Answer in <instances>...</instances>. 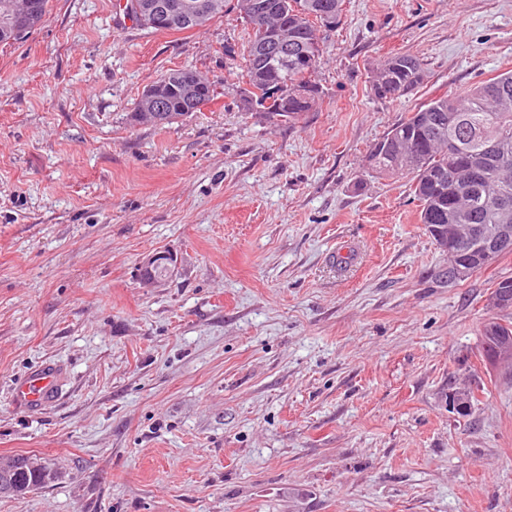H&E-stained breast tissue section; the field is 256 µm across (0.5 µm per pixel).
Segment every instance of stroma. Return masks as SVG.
<instances>
[{
  "mask_svg": "<svg viewBox=\"0 0 512 512\" xmlns=\"http://www.w3.org/2000/svg\"><path fill=\"white\" fill-rule=\"evenodd\" d=\"M116 0H50L0 46V457L49 486L0 512H512V371L479 354L512 254L468 280L369 146L422 103L512 71V0H344L300 122L240 108L237 13L154 32ZM412 54L423 84L376 98ZM192 66L212 103L129 121ZM178 259L143 287L142 257ZM61 366L57 403L16 381ZM482 390L469 416L448 388ZM423 76V63L418 57L394 55L376 67L371 89L380 99L396 100L418 88ZM63 383V373L55 363H43L15 384L12 401L25 412H37L58 400Z\"/></svg>",
  "mask_w": 512,
  "mask_h": 512,
  "instance_id": "1",
  "label": "stroma"
}]
</instances>
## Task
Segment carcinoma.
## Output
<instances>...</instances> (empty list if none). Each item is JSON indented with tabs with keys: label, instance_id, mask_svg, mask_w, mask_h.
<instances>
[{
	"label": "carcinoma",
	"instance_id": "cac0c4a2",
	"mask_svg": "<svg viewBox=\"0 0 512 512\" xmlns=\"http://www.w3.org/2000/svg\"><path fill=\"white\" fill-rule=\"evenodd\" d=\"M213 4L202 19L174 17L162 31H188L235 9L251 26L253 36L243 48L240 89L243 110L257 111L270 121H296L322 94L315 73L322 50L317 28L338 24L342 0H206ZM49 0H0V15L12 12L22 19L24 34L37 29L48 12ZM288 26V67L273 69L268 60L275 30ZM288 82V97L268 94L267 86ZM423 80L422 61L410 54L394 55L373 72L371 89L381 99L396 100L414 91ZM165 106L159 124L190 117L214 98L212 85L189 67L172 69L150 85L131 121L153 117L148 98ZM369 168L380 175L412 176L420 203V223L436 231L453 227L462 276L469 279L491 262L483 241L470 235L476 226L493 231L512 228V71L471 87L463 96H440L408 113L370 147ZM502 310L512 308V280L494 289ZM512 349V325L489 321L481 336L482 357L493 358L503 347ZM56 475L46 464L17 478L16 494L41 489Z\"/></svg>",
	"mask_w": 512,
	"mask_h": 512
}]
</instances>
